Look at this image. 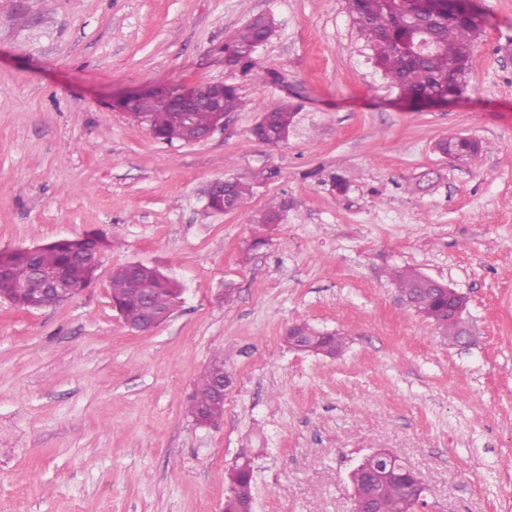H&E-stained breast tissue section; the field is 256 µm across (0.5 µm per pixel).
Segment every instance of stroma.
I'll return each mask as SVG.
<instances>
[{
    "instance_id": "stroma-1",
    "label": "stroma",
    "mask_w": 512,
    "mask_h": 512,
    "mask_svg": "<svg viewBox=\"0 0 512 512\" xmlns=\"http://www.w3.org/2000/svg\"><path fill=\"white\" fill-rule=\"evenodd\" d=\"M462 98L405 102L347 0H0V252L103 232L92 282L59 306L0 299V512H223L254 466V512H351L376 449L427 481L422 512H512V0H477ZM276 28L250 68L224 42ZM221 82L245 106L204 141L169 144L119 109L131 90ZM298 131L250 134L282 103ZM482 149L454 164L435 144ZM264 172L243 208L205 210L217 178ZM285 201L280 223L255 218ZM182 288L141 332L112 308L115 268ZM465 296L472 341L448 344L387 271ZM349 338L330 358L283 337ZM224 416L185 412L216 352ZM440 152L452 151L461 163H470L480 152V144L475 139L464 136H450L437 143ZM230 491L224 500V512H238L253 497L254 470L250 463H236L228 474Z\"/></svg>"
}]
</instances>
